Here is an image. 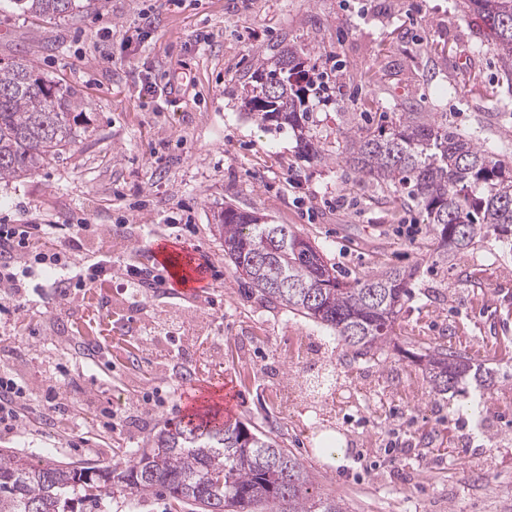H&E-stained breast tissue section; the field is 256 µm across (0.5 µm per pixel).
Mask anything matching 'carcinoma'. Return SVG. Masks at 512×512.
<instances>
[{
	"label": "carcinoma",
	"mask_w": 512,
	"mask_h": 512,
	"mask_svg": "<svg viewBox=\"0 0 512 512\" xmlns=\"http://www.w3.org/2000/svg\"><path fill=\"white\" fill-rule=\"evenodd\" d=\"M16 2L48 19L83 8L79 0ZM457 8L481 20V41L512 72V0H459ZM279 58L288 60L287 70L258 61L245 106L262 122L290 127L302 152L320 158L323 149L305 133L313 81L297 52L288 48ZM265 79L277 85L271 99ZM77 105L30 62L0 63V182L51 165L75 142ZM343 154L378 186L407 190L432 224L438 256L472 250L489 236L512 249V167L448 122L423 112L385 114L374 129H349ZM217 224L224 257L261 299L330 327L360 358H382L412 273L392 268L341 280L319 247L286 224H266L232 206L217 214ZM419 360L439 394L467 380L494 385L492 369L444 344L426 347ZM313 485V473L276 439L214 415L159 433L120 467L0 453V512H75L77 503L98 509L115 494L142 498L154 490L193 512H345L341 501L314 495Z\"/></svg>",
	"instance_id": "carcinoma-1"
}]
</instances>
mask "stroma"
<instances>
[{
	"instance_id": "stroma-1",
	"label": "stroma",
	"mask_w": 512,
	"mask_h": 512,
	"mask_svg": "<svg viewBox=\"0 0 512 512\" xmlns=\"http://www.w3.org/2000/svg\"><path fill=\"white\" fill-rule=\"evenodd\" d=\"M287 48L329 86L310 103L321 160L243 107L257 58ZM18 58L76 92L83 117L56 163L0 183V214L82 225L79 262L154 271L156 243H176L207 291L115 277L61 293L49 268L22 295L0 291V374L28 395L0 450L115 466L188 415L185 392L220 380L234 418L276 437L347 512H512V251L490 238L440 262L416 204L341 155L347 127L426 112L512 162V76L455 0H92L60 20L0 0V60ZM227 205L288 225L342 276L414 269L397 347L353 358L330 328L251 293L224 259L214 217ZM430 342L493 367L494 386L435 394L403 354ZM328 363L333 395L300 389Z\"/></svg>"
}]
</instances>
